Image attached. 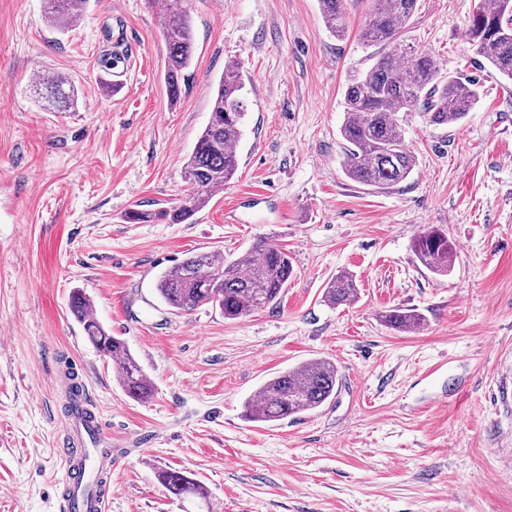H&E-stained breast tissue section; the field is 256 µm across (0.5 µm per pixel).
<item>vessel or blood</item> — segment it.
<instances>
[{
    "label": "vessel or blood",
    "instance_id": "b4317fda",
    "mask_svg": "<svg viewBox=\"0 0 512 512\" xmlns=\"http://www.w3.org/2000/svg\"><path fill=\"white\" fill-rule=\"evenodd\" d=\"M62 425L68 438L67 447L58 451L69 489L63 504L65 512H106L109 506L106 486L113 466L111 443L87 447V428L79 412L70 413Z\"/></svg>",
    "mask_w": 512,
    "mask_h": 512
}]
</instances>
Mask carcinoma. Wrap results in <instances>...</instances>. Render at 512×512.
I'll return each mask as SVG.
<instances>
[{"mask_svg":"<svg viewBox=\"0 0 512 512\" xmlns=\"http://www.w3.org/2000/svg\"><path fill=\"white\" fill-rule=\"evenodd\" d=\"M345 0H319L328 29L337 37L346 32ZM86 0H45L44 18L64 29L84 13ZM417 0H373L361 38L380 46L375 61L353 75L344 93L345 118L340 128L345 174L362 185L390 188L408 179L417 159L403 127V113L418 107L432 126L455 125L476 105L475 83L443 74L435 57L402 39L415 15ZM476 54L498 74L512 81V0H479L467 24ZM166 57L164 80L170 97L179 99L195 53V36L185 7L168 9L161 19ZM32 85L45 91L55 108L74 105L77 90L71 78L50 81L36 76ZM239 64H224L211 101L208 124L182 168L191 186L185 201L173 208L152 211L129 209V224H190L211 200L214 190L227 185L238 167L234 145L242 137L247 105ZM412 250L418 262L435 275H446L454 256L448 236L429 227L415 236ZM294 276L291 257L284 249L260 240L242 255L219 259L214 252H188L160 271L154 282L156 297L171 310L189 312L203 304L217 306L227 320H236L280 301ZM358 292L356 278L342 272L326 285L323 297L332 306L345 305ZM69 309L83 326L89 342L117 365V380L134 400L151 396L153 386L142 366L120 338L110 335L92 312L90 299L79 288L70 295ZM379 320L396 331H413L425 324L415 308L394 306ZM336 364L323 357L309 359L266 379L244 405L245 419L275 422L294 419L331 401L338 390ZM158 483L178 499H207L206 489L186 472L162 469Z\"/></svg>","mask_w":512,"mask_h":512,"instance_id":"cac0c4a2","label":"carcinoma"}]
</instances>
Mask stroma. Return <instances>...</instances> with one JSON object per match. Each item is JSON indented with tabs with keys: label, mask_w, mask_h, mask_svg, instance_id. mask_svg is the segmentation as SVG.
Instances as JSON below:
<instances>
[{
	"label": "stroma",
	"mask_w": 512,
	"mask_h": 512,
	"mask_svg": "<svg viewBox=\"0 0 512 512\" xmlns=\"http://www.w3.org/2000/svg\"><path fill=\"white\" fill-rule=\"evenodd\" d=\"M477 4L418 0L406 39L476 79L479 101L448 127L408 113L416 170L377 189L346 177L339 136L346 81L374 53L360 38L371 0H346L342 39L318 0H188L196 50L176 101L154 0H88L62 32L43 0H0V512H59L64 370L112 430L108 512H196L156 481L167 468L200 482L211 512H512V81L475 63ZM230 61L248 103L232 181L192 223H125L133 205L189 194L182 166ZM41 72L75 80L74 108L34 92ZM429 226L456 249L448 275L412 251ZM259 239L293 260L280 304L228 320L157 300L155 275L186 252L238 256ZM341 271L358 297L333 308L323 290ZM76 288L150 399L128 397L86 340ZM397 305L425 316L420 332L382 325ZM315 357L340 375L330 403L244 419L262 382Z\"/></svg>",
	"instance_id": "stroma-1"
}]
</instances>
